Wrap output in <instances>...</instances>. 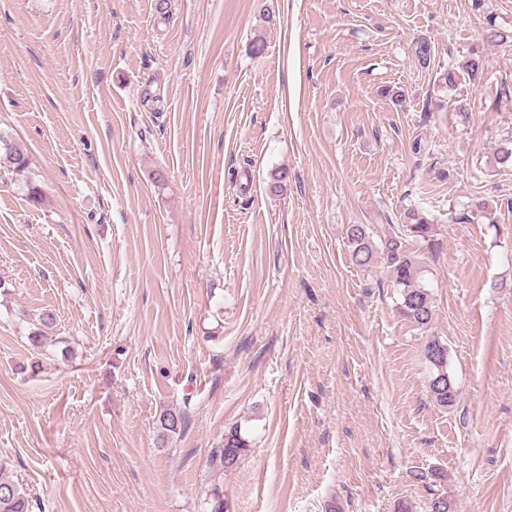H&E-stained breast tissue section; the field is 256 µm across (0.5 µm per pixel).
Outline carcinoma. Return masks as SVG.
I'll return each instance as SVG.
<instances>
[{
	"mask_svg": "<svg viewBox=\"0 0 512 512\" xmlns=\"http://www.w3.org/2000/svg\"><path fill=\"white\" fill-rule=\"evenodd\" d=\"M485 70L483 56L476 53L468 56L461 65L450 67L444 72L442 80L453 87L462 78L475 83L479 81ZM496 162L505 169H512V135L502 139L497 151ZM16 170L27 165V157L18 148L7 147L0 155V165ZM433 224L417 207L405 209L402 224L397 230L384 232L374 236L368 224H350L346 230L350 257L353 264L361 267L370 265L374 259L380 258L391 273L394 285L399 288L401 302L399 311L404 319L420 329L427 328L434 316L433 298L430 291L422 283L421 267L410 251L406 242L413 240L421 243L432 236ZM39 321L41 329L32 333L30 340L34 347L40 348L48 342L46 330L56 323V314L51 309L44 310ZM424 358L432 370L429 389L434 403L440 407H449L456 403L457 391L448 375L447 343L436 338L428 339L424 346ZM186 418L176 410H166L159 415L158 429L161 440L182 431ZM248 441L242 437L241 430L234 427L224 437V446L211 449L208 464L212 471L223 473L228 469L225 460L240 459L247 450ZM7 462L0 459V512H32L31 500L25 491L6 475Z\"/></svg>",
	"mask_w": 512,
	"mask_h": 512,
	"instance_id": "carcinoma-1",
	"label": "carcinoma"
}]
</instances>
